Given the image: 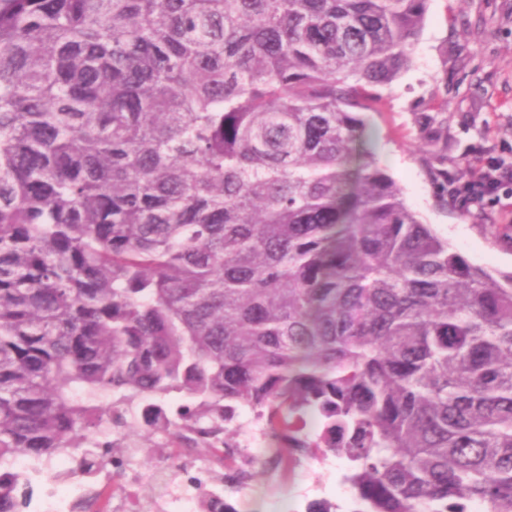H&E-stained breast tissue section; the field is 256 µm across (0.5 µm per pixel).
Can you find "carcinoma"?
Returning a JSON list of instances; mask_svg holds the SVG:
<instances>
[{"label": "carcinoma", "instance_id": "1", "mask_svg": "<svg viewBox=\"0 0 512 512\" xmlns=\"http://www.w3.org/2000/svg\"><path fill=\"white\" fill-rule=\"evenodd\" d=\"M427 2L0 0L1 463L227 462L244 406L285 473L348 457L353 512H512V273L423 223L363 119Z\"/></svg>", "mask_w": 512, "mask_h": 512}]
</instances>
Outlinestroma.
I'll return each instance as SVG.
<instances>
[{
	"instance_id": "1",
	"label": "stroma",
	"mask_w": 512,
	"mask_h": 512,
	"mask_svg": "<svg viewBox=\"0 0 512 512\" xmlns=\"http://www.w3.org/2000/svg\"><path fill=\"white\" fill-rule=\"evenodd\" d=\"M382 94L384 109L368 115V126L381 167L409 206L472 263L495 274L512 272V241L492 231L501 221L499 208L440 205L419 123L421 113L446 110L449 175L466 177L485 153L512 162V0H429L413 63ZM131 464L144 475L139 498L168 512L182 459L146 437ZM350 468L343 457L304 455L288 479L269 469L247 488L225 486L224 498L236 512H307L314 503L353 512L354 492L344 480Z\"/></svg>"
}]
</instances>
